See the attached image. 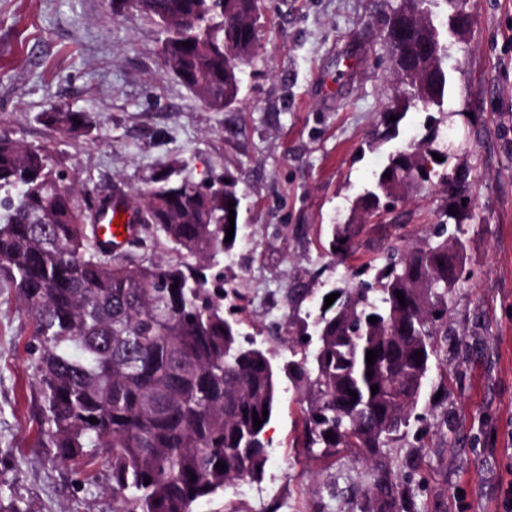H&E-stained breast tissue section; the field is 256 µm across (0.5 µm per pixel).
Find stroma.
Returning a JSON list of instances; mask_svg holds the SVG:
<instances>
[{"instance_id": "obj_1", "label": "stroma", "mask_w": 512, "mask_h": 512, "mask_svg": "<svg viewBox=\"0 0 512 512\" xmlns=\"http://www.w3.org/2000/svg\"><path fill=\"white\" fill-rule=\"evenodd\" d=\"M390 0H264L258 51L239 100L206 109L166 68L160 31L111 0H0V137L52 143L76 187L129 194L182 168L196 182L235 181L239 241L208 276L237 307L242 331L279 364L317 344L325 293L350 286L372 262L378 235L338 262L327 227L356 215L355 201L390 151L419 138L427 114L410 111L381 139L396 87L382 21ZM464 42L448 44L447 111L469 170L474 209L464 218L467 281L407 434L388 448L409 512H512V0H468ZM94 113L85 133L46 114L57 102ZM445 204L424 187L382 218L420 245ZM27 317L0 297V492L24 512H112V499L62 463L39 438ZM269 426L262 482L227 488L199 512H363L373 464L346 452L313 461L296 446L300 401L290 382Z\"/></svg>"}]
</instances>
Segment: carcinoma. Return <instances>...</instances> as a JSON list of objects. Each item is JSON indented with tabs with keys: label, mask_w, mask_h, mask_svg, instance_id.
<instances>
[{
	"label": "carcinoma",
	"mask_w": 512,
	"mask_h": 512,
	"mask_svg": "<svg viewBox=\"0 0 512 512\" xmlns=\"http://www.w3.org/2000/svg\"><path fill=\"white\" fill-rule=\"evenodd\" d=\"M441 3L448 0H399L386 17L383 37L406 82L383 112L388 139L411 110L445 111L448 53L431 26L432 7ZM260 4L130 0V9L159 27L173 74L210 111L222 112L237 102L243 63L254 57ZM47 118L69 132L95 123L92 113L63 103ZM439 124L389 153L357 201L369 215L379 207L391 213L409 192L442 187L448 204L438 223L420 248L383 247L372 281L332 289L338 297L314 324L316 350L288 363L302 401L303 453L328 461L348 451L373 460L371 512H405L383 449L410 425L436 337L448 335L451 296L463 282L457 226L470 201L462 194L466 175L448 166L450 150L438 142ZM97 196L94 208L67 182L52 146L0 138V293L32 327L42 438L64 463L103 461L113 512H194L231 485L263 479L266 428L280 401L272 357L224 315V289L208 287L205 275L236 243L225 241L227 202H235L238 217L241 195L229 180L151 176L130 195L146 208L135 232L144 254L133 266L94 239L91 225L115 204L108 189ZM371 228L330 225L328 254L352 256ZM156 240L195 263L156 258ZM371 349L378 354L369 367ZM255 414L266 418L258 429Z\"/></svg>",
	"instance_id": "1"
}]
</instances>
